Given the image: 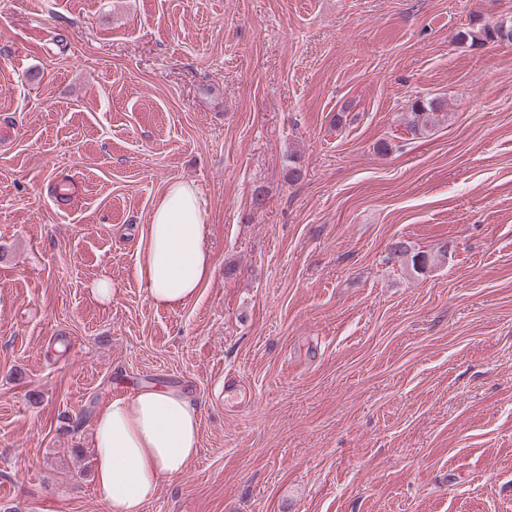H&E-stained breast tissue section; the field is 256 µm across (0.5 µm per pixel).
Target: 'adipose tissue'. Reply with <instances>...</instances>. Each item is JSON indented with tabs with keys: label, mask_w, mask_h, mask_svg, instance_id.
<instances>
[{
	"label": "adipose tissue",
	"mask_w": 512,
	"mask_h": 512,
	"mask_svg": "<svg viewBox=\"0 0 512 512\" xmlns=\"http://www.w3.org/2000/svg\"><path fill=\"white\" fill-rule=\"evenodd\" d=\"M205 202L190 181L169 182L136 254L135 275L150 301L176 309L211 275ZM201 409L175 387L108 398L92 425L95 490L109 512H145L164 481L181 476L200 448Z\"/></svg>",
	"instance_id": "adipose-tissue-1"
}]
</instances>
